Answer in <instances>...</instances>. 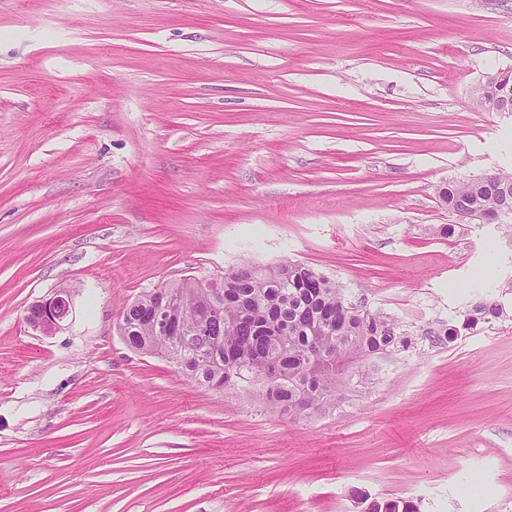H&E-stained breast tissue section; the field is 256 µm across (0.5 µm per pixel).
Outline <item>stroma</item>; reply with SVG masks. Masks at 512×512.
I'll return each instance as SVG.
<instances>
[{
  "instance_id": "stroma-1",
  "label": "stroma",
  "mask_w": 512,
  "mask_h": 512,
  "mask_svg": "<svg viewBox=\"0 0 512 512\" xmlns=\"http://www.w3.org/2000/svg\"><path fill=\"white\" fill-rule=\"evenodd\" d=\"M497 71L512 0H0V512H512V237L438 196L512 170ZM286 260L412 339L333 409L121 336L144 292ZM72 295L69 289L62 288L45 301L32 304L27 311V321L44 334H52L61 329L71 312ZM504 315V308L497 301H483L472 306L468 313L464 312L460 327L468 330L477 325L480 320L489 321L492 318H500ZM460 327L452 325L444 330L443 336H447L448 340H452L458 336ZM370 510L367 512H418V505L409 499L395 498L384 500H372L368 503Z\"/></svg>"
}]
</instances>
